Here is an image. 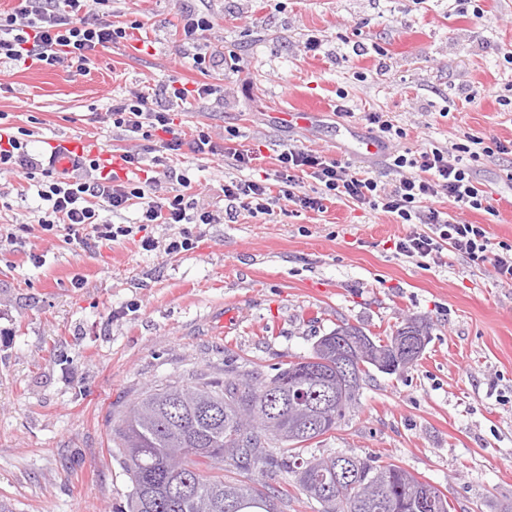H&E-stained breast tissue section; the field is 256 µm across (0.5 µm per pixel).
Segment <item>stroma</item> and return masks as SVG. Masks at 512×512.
<instances>
[{"mask_svg": "<svg viewBox=\"0 0 512 512\" xmlns=\"http://www.w3.org/2000/svg\"><path fill=\"white\" fill-rule=\"evenodd\" d=\"M481 7L477 19L454 0H112L111 21L130 39L86 70L0 63V128L27 130L34 157L67 136L121 148L104 120L112 100L176 80L208 84L223 100L194 103L184 121L263 141L261 170L274 172L291 145L392 184L387 162L355 155L352 137L374 131L341 121L338 99L386 113L410 150L452 149L468 132L512 141V0ZM187 8L217 18L208 50L234 56L237 70L186 57L172 25ZM311 35L322 42L314 56L302 51ZM301 107L314 108L311 123L288 125L284 114ZM177 168L217 215L177 256L127 238L84 250L46 237L36 192L0 176V227L16 214L33 226L0 242V501L11 512H119L130 483L111 429L151 386L269 376L340 321L379 332L419 317L432 329L418 363L371 371L317 452L396 463L437 486L453 512L512 504V286L451 251L421 268L393 247L410 225L344 200L324 213L228 219L223 161L187 150ZM511 172L512 155L474 168L496 215L457 211L444 196L439 205L512 243Z\"/></svg>", "mask_w": 512, "mask_h": 512, "instance_id": "obj_1", "label": "stroma"}]
</instances>
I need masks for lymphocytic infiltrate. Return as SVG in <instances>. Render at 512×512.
Here are the masks:
<instances>
[{"label":"lymphocytic infiltrate","instance_id":"obj_1","mask_svg":"<svg viewBox=\"0 0 512 512\" xmlns=\"http://www.w3.org/2000/svg\"><path fill=\"white\" fill-rule=\"evenodd\" d=\"M109 4L110 0H20L12 11L0 12V61L84 70L98 49L128 37L126 28L100 18V9ZM216 25L215 17L205 11L187 10L179 17L174 35L192 49L196 65L212 64V56L202 53L200 46ZM105 117L128 142L121 158L131 177L102 171L99 159L87 155L74 159L71 171L58 169L52 155L37 159L24 153L14 135L7 136L0 148L1 175L17 172L23 181L36 183L47 205L39 221L47 236L65 235L69 243L81 248L93 240L114 242L132 236L133 228L112 223L111 213L133 208L139 223L179 225L178 235L164 246L166 254L193 250V225L211 224L215 218L209 205L202 203L195 182L170 165L172 157L187 148L198 155L224 158L235 169V176L224 181L227 216L241 211L254 217L277 212L322 213L327 202L343 199L411 225V232L395 249L420 266L439 263L449 250L475 265L491 264L497 281L512 286V244L491 242L484 225L466 223L435 205L443 194L458 209L496 215L490 196L473 177V164L485 157L511 155V140L468 133L452 152L428 144L413 152L394 153L392 166L400 178L392 185L350 170L319 151L295 146L278 154L274 179H246L243 171L252 170L261 151L234 146L236 130H228L219 143L204 125L180 128L173 104L151 100L141 92L113 101ZM153 142L161 147L155 156L149 148ZM158 170L172 183L171 190L161 195L155 190ZM308 178L316 183L311 193L303 189Z\"/></svg>","mask_w":512,"mask_h":512}]
</instances>
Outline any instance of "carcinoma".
Segmentation results:
<instances>
[{
  "label": "carcinoma",
  "mask_w": 512,
  "mask_h": 512,
  "mask_svg": "<svg viewBox=\"0 0 512 512\" xmlns=\"http://www.w3.org/2000/svg\"><path fill=\"white\" fill-rule=\"evenodd\" d=\"M430 336L429 323L409 318L384 334L343 322L319 337L327 351L320 356L319 378L333 372L338 336H365L381 352L389 350L398 336ZM300 360L289 361L262 380L252 373L235 380H210L192 386L157 385L145 391L113 430V442L123 460L131 483L124 512H225L224 504L236 505L235 512H283L288 495L270 494L255 485L224 479L210 471L226 462L238 470L261 466V474H292L296 487L320 505V512H373L372 505L387 502L384 512H411L413 502L428 496L440 499L442 512H452L443 493L417 479L394 463L358 458L343 453L354 484L371 489L370 496L350 495L344 499L326 492L336 476V457H323L311 445L345 420L357 405L359 392L312 420V433L301 415L286 411L271 416L272 425L251 437H242L235 425L236 410L266 411L271 397L280 390H298L301 402L316 399L314 379L301 373Z\"/></svg>",
  "instance_id": "1"
}]
</instances>
